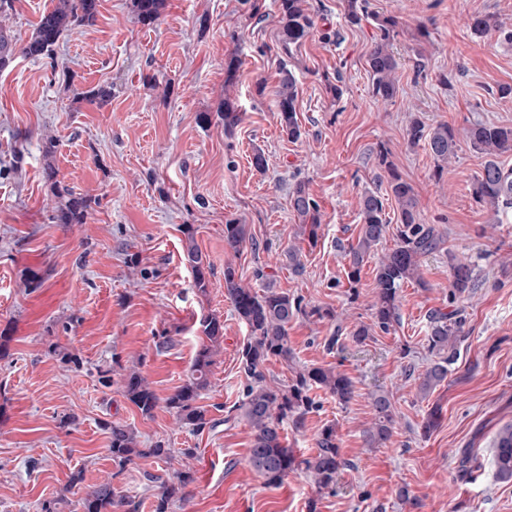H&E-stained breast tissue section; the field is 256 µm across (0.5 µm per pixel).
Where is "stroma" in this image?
<instances>
[{
    "instance_id": "obj_1",
    "label": "stroma",
    "mask_w": 512,
    "mask_h": 512,
    "mask_svg": "<svg viewBox=\"0 0 512 512\" xmlns=\"http://www.w3.org/2000/svg\"><path fill=\"white\" fill-rule=\"evenodd\" d=\"M54 0H15L0 25L17 45L31 37ZM279 0H165L153 26L137 22L130 0H99L93 25L74 29L54 64L15 55L0 71V512H41L62 501L81 512L90 487L108 481L154 512L155 491L143 478L192 470L195 481L169 512H512V481L491 465L498 431L512 424V208L492 213L470 193L484 158L464 132L478 121L512 126V44L475 37L469 22L493 13L512 24V0H368L369 18L348 23L345 0H304L315 27L285 56L278 43ZM398 16L392 50L398 93L375 100L367 57L378 34L374 14ZM238 71L225 87L229 61ZM298 85L302 135L288 140L275 106L281 68ZM112 88L107 105L81 92ZM340 86L334 97L331 86ZM243 114L232 134L217 115L225 95ZM212 116L210 124L200 113ZM448 123L455 157L436 175L425 145H411L413 120ZM415 189L422 223L442 234L443 251L421 260L422 283L399 290L400 318L365 344L353 331L372 324L375 269L394 233L365 259L357 279L345 256L358 238L365 192H385L379 149ZM263 153L265 171L252 165ZM54 169L47 179L46 169ZM317 202V243L298 233L290 204L296 183ZM87 197L84 223L59 224L63 200L54 186ZM235 219L253 235L240 251L224 241ZM194 239L211 266L206 291L194 286L183 257ZM296 250L300 269L286 253ZM471 263L478 286L453 301L449 256ZM243 283L331 310L329 318L295 319L288 328L297 366H333L349 376L352 399L323 390L301 428L284 422L296 455L315 450L320 429L335 424L346 462L335 491L318 489L305 471L265 485L248 463L252 430L225 410L243 397L239 350L249 337L224 295V266ZM264 278H256V270ZM38 287L28 288L24 276ZM460 311L459 356L429 396L419 382L432 357L429 316ZM217 315L224 342L199 401L214 428L194 433L165 407L145 417L120 384L102 386L95 368L135 369L159 398L181 385L204 340L201 320ZM172 339L158 349L159 335ZM59 346L82 368L63 364ZM389 392L393 436L370 446L372 395ZM440 405L439 427L420 425ZM131 426L142 447L161 440L175 455L121 467L109 452L103 421ZM195 449L192 458L181 456ZM480 467L462 473L464 453ZM82 483L70 484L73 472Z\"/></svg>"
}]
</instances>
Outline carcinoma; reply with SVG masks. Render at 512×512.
Here are the masks:
<instances>
[{
	"label": "carcinoma",
	"instance_id": "cac0c4a2",
	"mask_svg": "<svg viewBox=\"0 0 512 512\" xmlns=\"http://www.w3.org/2000/svg\"><path fill=\"white\" fill-rule=\"evenodd\" d=\"M132 11L136 20L144 25L154 24L161 14L164 0H132ZM99 0H57L56 5L44 12L36 24L30 39L21 47V53L34 60L53 59L54 48L67 32L79 26L94 24L98 15ZM379 37L367 58L372 78V95L377 100L393 99L398 86L395 78L397 60L390 50L391 42L399 26L395 15H377ZM471 31L478 37H496L512 42V26L507 27L495 15H476L471 19ZM314 30V21L303 6V0H281L279 43L283 52L292 54ZM15 56L13 39L7 31L0 29V70L7 68ZM298 90L292 71L282 70L277 91V108L282 132L290 140L301 137L297 119L296 103ZM218 116L224 121V132L231 133L242 121V112L234 100L224 96ZM472 148L484 155L485 162L471 183L470 192L474 200L489 207L493 213L512 208V168L505 167L500 157L512 153V127L487 122H476L466 131ZM410 142L425 143L435 161V173L440 175L455 156L457 134L446 123H439L427 130L420 121H414L408 129ZM380 163L388 173L387 195L394 200L397 211L396 242L394 247L379 261L376 268L378 295L373 305V326L389 330L399 320V289L408 281L423 283L421 259L441 245L435 229L420 222L418 199L414 189L395 166L387 161V153L379 152ZM56 194L67 195L63 208L58 210L55 220L60 224L84 223L89 199L77 197L68 188L53 184ZM386 198L377 192H366L361 203V224L357 243L346 251L350 272L355 277L360 273L366 256L384 238L391 221L386 218ZM291 207L301 224L300 233L314 244L318 239L320 214L316 201L310 196L305 184L298 183L291 192ZM253 239L246 224L229 221L224 227V241L237 251ZM184 258L194 274V285L199 291L208 288L207 270L210 265L194 243L192 234H187ZM451 288L449 299L454 301L477 287L474 268L468 262L449 256ZM224 294L231 301L234 311L249 327V339L243 345L240 364L247 384L238 409L252 428L249 448V464L264 479L268 486L280 484L298 466L292 449L288 448L282 435L284 420L301 427L305 416L316 408L310 396L313 388H320L336 397L340 402L348 401L353 393L350 377L333 367H302L294 362V352L289 342L288 325L299 316L325 318L332 315L329 310L318 307L306 309L302 300L279 292L271 287L259 295L242 285L233 265L224 266ZM458 311L436 312L430 320L428 351L433 363L419 384L420 392L427 396L448 376V366L457 360V342L462 335L463 321L457 318ZM202 332L206 342L197 351L184 383L165 399L166 408L178 421L193 432H199L210 424L206 410L198 405L202 392L210 385L214 355L224 341V322L216 315L202 321ZM275 358L284 362L293 372L286 385L267 381L264 366ZM124 396L145 417H151L159 406L160 399L149 383L138 371L128 372L121 385ZM375 422L367 431L368 441L373 444L388 442L394 433L395 418L389 394L372 396ZM441 408L431 407L421 426L422 434L430 435L440 424ZM109 431V452L112 460L121 466L140 458L152 457L162 462L172 459V450L157 442L149 448L140 447L135 432L121 423H104ZM314 454L303 460L306 471L321 489H334L336 477L345 462L341 456L340 439L336 425L321 428L315 439ZM493 466L497 476L512 480V424L503 427L497 436ZM147 480L157 484L155 512H169V505L186 496L185 489L194 481L188 471H179L175 480H164L149 475ZM135 501L118 494L109 482L99 484L86 493L81 500L82 512H136Z\"/></svg>",
	"mask_w": 512,
	"mask_h": 512
}]
</instances>
